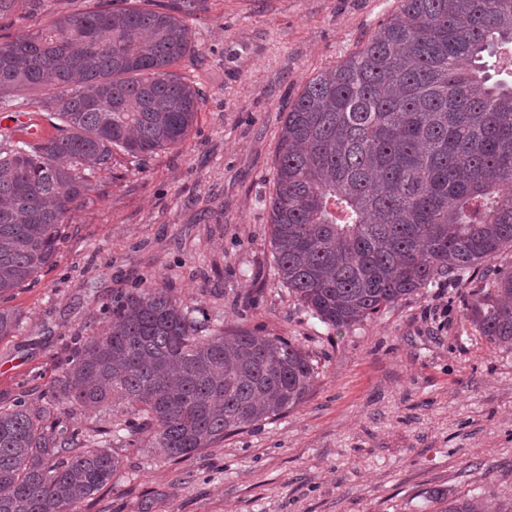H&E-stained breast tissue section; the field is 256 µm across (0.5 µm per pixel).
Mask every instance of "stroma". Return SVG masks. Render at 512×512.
Returning <instances> with one entry per match:
<instances>
[{
	"mask_svg": "<svg viewBox=\"0 0 512 512\" xmlns=\"http://www.w3.org/2000/svg\"><path fill=\"white\" fill-rule=\"evenodd\" d=\"M98 0H25L14 38ZM401 0H202L177 71L204 102L186 140L119 153L65 227L54 265L0 298V405L37 404L73 339L97 332L125 288H173L206 326L283 336L316 378L304 402L190 457L118 448L112 480L75 512H441L434 492L512 503V351L472 325L473 294L512 251L335 329L274 275L269 211L278 137L318 73L360 49Z\"/></svg>",
	"mask_w": 512,
	"mask_h": 512,
	"instance_id": "stroma-1",
	"label": "stroma"
}]
</instances>
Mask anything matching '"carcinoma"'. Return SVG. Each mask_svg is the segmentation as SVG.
Masks as SVG:
<instances>
[{
	"instance_id": "cac0c4a2",
	"label": "carcinoma",
	"mask_w": 512,
	"mask_h": 512,
	"mask_svg": "<svg viewBox=\"0 0 512 512\" xmlns=\"http://www.w3.org/2000/svg\"><path fill=\"white\" fill-rule=\"evenodd\" d=\"M179 7L105 0L0 41V108L37 103L56 135L0 133V297L53 263L75 204L112 151L183 143L202 99L173 71L195 52ZM269 223L282 285L346 328L512 250V0H403L344 62L309 80L281 128ZM471 323L512 351V271ZM171 288H130L77 337L53 396L0 406V512H70L120 467L111 440L185 458L308 394V355L282 336L200 335ZM116 423L69 427L56 398ZM470 499L444 512H481Z\"/></svg>"
}]
</instances>
